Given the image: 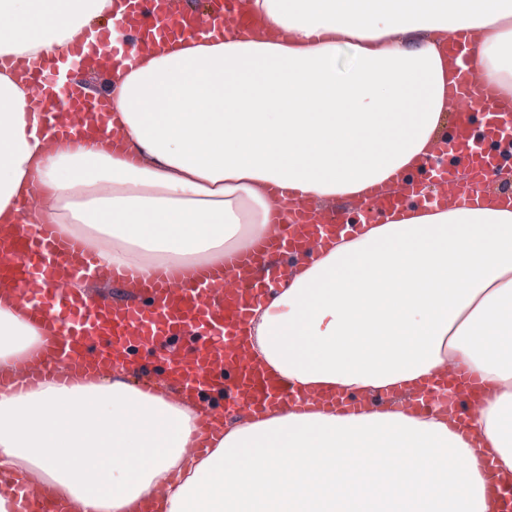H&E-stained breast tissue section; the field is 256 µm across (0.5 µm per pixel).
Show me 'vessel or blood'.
I'll return each instance as SVG.
<instances>
[{
  "instance_id": "1",
  "label": "vessel or blood",
  "mask_w": 512,
  "mask_h": 512,
  "mask_svg": "<svg viewBox=\"0 0 512 512\" xmlns=\"http://www.w3.org/2000/svg\"><path fill=\"white\" fill-rule=\"evenodd\" d=\"M170 9L159 14L155 0H134L116 22L139 49L154 48V33L166 25L168 33L203 38L215 31L238 37L247 30L235 10L236 0H225L210 13L184 11L180 0H168ZM471 31H459L448 40V55L460 64L459 93L454 112L446 114L453 133L439 137L434 153L437 158L464 155L472 171L486 174L495 165L501 189L483 183L469 190L460 183L457 168L445 165L437 172L433 185L409 184L405 197L384 192L371 193L362 206L365 221L393 216L409 199L420 204L459 208L482 206L494 199L512 208V166L496 163L485 154L483 142L501 137L507 114L500 107L497 90L476 83L468 60V46L474 41ZM72 53L81 61H93L98 67H111L119 58L107 39L87 40L76 36ZM0 67L10 69L21 81L31 85L34 111L50 119L63 139H102L107 137L105 100L86 97L77 85H64L55 79L52 66L22 58L0 56ZM481 111L483 132H475L470 116ZM293 224L274 226L270 234L252 249L237 255L220 268H206L195 274L157 272L143 276L128 267L102 264L96 253L86 250L77 240L61 235L56 226L37 222L31 213H23L18 223L0 227V293H12L30 305L35 317L55 325L57 335L45 358L28 366L30 384L52 381L71 385L84 381L89 368L106 364L113 369L134 368L131 350L139 347L163 349L168 360L167 376L160 386L175 397L220 391L227 400L226 411L247 408L259 415L262 408L287 402L297 412L331 404L328 396L296 394L253 368L242 343V331L254 309L263 301L268 287L285 273L282 256L303 251L319 254L330 235L358 232L355 224L344 223L332 207L319 209L302 205L294 209ZM93 278L132 288H148L150 306L138 302L116 303L86 293L75 295L72 279ZM448 382L457 395L448 403V425L461 430L470 406L484 396L486 386L461 369L448 370ZM434 387L411 389L391 395L357 396L340 401L347 413L382 410L395 406L425 411L435 399ZM224 413L210 410L196 419L198 440L195 452L208 448L219 431ZM487 496L492 512H512V473L507 474L486 463ZM25 512H59L41 486L23 483Z\"/></svg>"
}]
</instances>
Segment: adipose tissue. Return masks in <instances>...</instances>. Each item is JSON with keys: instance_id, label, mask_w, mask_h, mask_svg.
Listing matches in <instances>:
<instances>
[{"instance_id": "obj_1", "label": "adipose tissue", "mask_w": 512, "mask_h": 512, "mask_svg": "<svg viewBox=\"0 0 512 512\" xmlns=\"http://www.w3.org/2000/svg\"><path fill=\"white\" fill-rule=\"evenodd\" d=\"M125 0H0V56L59 58ZM252 37L171 41L76 81L111 101L109 145L39 131L0 71V223L32 203L105 263L223 264L285 198L360 203L403 193L432 157L455 72L442 36L479 32L477 82L512 98V0H238ZM350 61L338 63L341 51ZM0 297V372L54 333ZM252 361L307 392L373 394L446 364L491 386L449 428L441 402L229 420L190 454L201 407L102 368L96 382L0 393V475L44 484L68 512H488L480 454L512 472V210L408 204L317 256L294 257L253 311ZM117 456H109V449ZM292 467H285V460Z\"/></svg>"}]
</instances>
